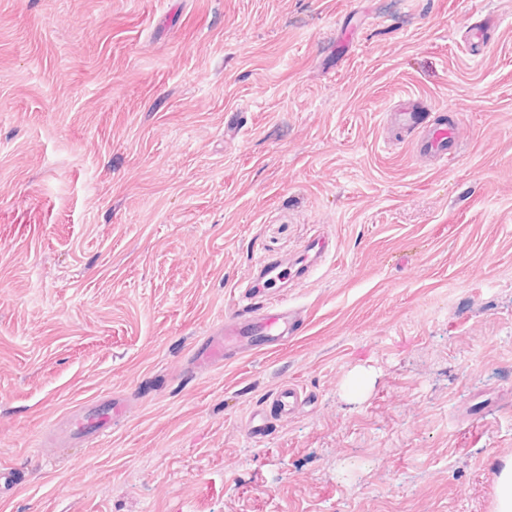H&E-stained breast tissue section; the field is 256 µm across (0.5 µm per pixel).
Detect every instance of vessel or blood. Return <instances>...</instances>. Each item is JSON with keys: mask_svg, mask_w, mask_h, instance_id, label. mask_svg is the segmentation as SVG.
Returning <instances> with one entry per match:
<instances>
[{"mask_svg": "<svg viewBox=\"0 0 512 512\" xmlns=\"http://www.w3.org/2000/svg\"><path fill=\"white\" fill-rule=\"evenodd\" d=\"M390 120L399 128L416 133V151L434 161L454 164L460 152L457 139V120L439 121L430 125L420 122L412 99L405 98L392 107ZM251 297L248 303H234L224 317L223 330L207 337L195 351L197 366L214 368L223 366L239 354L247 340L256 345L277 348L288 336L295 334L303 326V318L285 301L267 298L264 304H256V286H249ZM302 402L299 389L291 384H281L269 398L265 408L252 412L245 424L248 436H265L274 417L288 414ZM129 411L121 400L106 401L96 405L88 414L72 418L65 424L67 435L82 444H95L104 440L113 426Z\"/></svg>", "mask_w": 512, "mask_h": 512, "instance_id": "b4317fda", "label": "vessel or blood"}]
</instances>
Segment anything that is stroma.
I'll return each instance as SVG.
<instances>
[{"instance_id": "obj_1", "label": "stroma", "mask_w": 512, "mask_h": 512, "mask_svg": "<svg viewBox=\"0 0 512 512\" xmlns=\"http://www.w3.org/2000/svg\"><path fill=\"white\" fill-rule=\"evenodd\" d=\"M407 96L454 166L385 127ZM320 233L302 329L193 370ZM508 459L512 0H0V512H496ZM302 402L300 390L296 386L281 384L269 398L265 408L252 412L245 424V432L253 438L265 436L271 419L288 414ZM129 408L124 401L112 399L96 405L88 414L74 417L65 423L67 435L82 444H97L123 419Z\"/></svg>"}]
</instances>
